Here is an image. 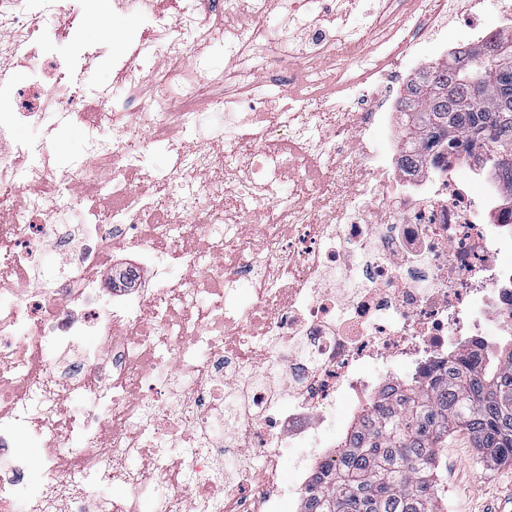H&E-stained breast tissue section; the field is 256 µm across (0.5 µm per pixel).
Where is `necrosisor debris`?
Returning a JSON list of instances; mask_svg holds the SVG:
<instances>
[{
	"label": "necrosis or debris",
	"mask_w": 512,
	"mask_h": 512,
	"mask_svg": "<svg viewBox=\"0 0 512 512\" xmlns=\"http://www.w3.org/2000/svg\"><path fill=\"white\" fill-rule=\"evenodd\" d=\"M280 2L273 17L270 0H174L131 37L156 56L147 72L117 60L111 97L88 104L56 59L32 83L13 76L44 9L0 0V512H144L148 487L163 512H280L306 485L283 489L278 449L305 448L299 475L334 463L318 431L339 400L368 406L399 366L446 360L485 320L512 333V205L491 179L477 192L457 178L464 147L409 165L393 101L355 77L372 47L374 74L405 83L397 0H375L360 29L335 23L359 0ZM481 7L415 0L413 44ZM47 119L82 125V160L11 142ZM379 131L390 150L369 149ZM157 148L177 155L161 172ZM73 205L86 222H64ZM116 244L134 285L107 298L96 273ZM46 250L62 260L42 264ZM27 423L42 437L34 490Z\"/></svg>",
	"instance_id": "necrosis-or-debris-1"
}]
</instances>
